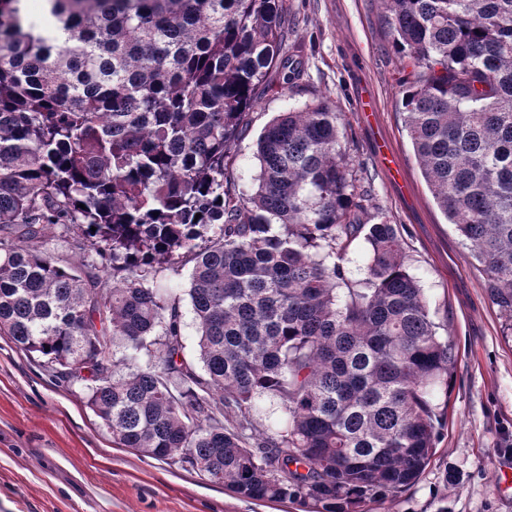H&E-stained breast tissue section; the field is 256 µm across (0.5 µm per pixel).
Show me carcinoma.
Returning a JSON list of instances; mask_svg holds the SVG:
<instances>
[{
	"instance_id": "cac0c4a2",
	"label": "carcinoma",
	"mask_w": 512,
	"mask_h": 512,
	"mask_svg": "<svg viewBox=\"0 0 512 512\" xmlns=\"http://www.w3.org/2000/svg\"><path fill=\"white\" fill-rule=\"evenodd\" d=\"M23 2L0 0V335L89 383L115 444L240 499L362 512L415 485L455 348L397 226L366 221L339 114H279L257 188L236 189L255 90L292 79L286 0H47L43 19ZM384 2L422 174L512 319V0ZM59 227L101 265L62 264ZM362 243L354 281L340 261ZM184 262L196 363L154 286Z\"/></svg>"
}]
</instances>
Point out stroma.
<instances>
[{"mask_svg":"<svg viewBox=\"0 0 512 512\" xmlns=\"http://www.w3.org/2000/svg\"><path fill=\"white\" fill-rule=\"evenodd\" d=\"M288 46L303 66L296 87L258 93L252 124L237 144L240 190L251 193L256 139L275 115L318 98L338 112L339 145L369 178L370 208L397 224L411 272L433 319L453 338L445 425L419 481L365 512H512L503 467L512 456V323L490 298L483 266L437 207L399 114L402 58L392 46L381 0H286ZM368 87L376 126L356 112V86ZM391 142L401 165L391 178L374 148ZM191 266L159 268L155 284L175 288L185 325L184 354L196 359L188 298ZM0 512H313L292 501H246L223 485L115 445L87 405V388L55 378L0 336Z\"/></svg>","mask_w":512,"mask_h":512,"instance_id":"obj_1","label":"stroma"}]
</instances>
